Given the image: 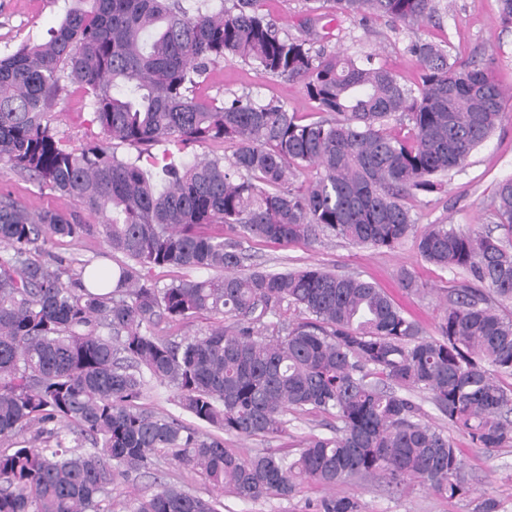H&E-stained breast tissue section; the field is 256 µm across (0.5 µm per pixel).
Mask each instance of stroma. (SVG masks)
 I'll return each mask as SVG.
<instances>
[{
  "label": "stroma",
  "mask_w": 512,
  "mask_h": 512,
  "mask_svg": "<svg viewBox=\"0 0 512 512\" xmlns=\"http://www.w3.org/2000/svg\"><path fill=\"white\" fill-rule=\"evenodd\" d=\"M445 2L448 9L439 18L409 30L387 19L363 20L333 12L324 20L332 33L327 48L373 54L375 63L391 68L404 83L413 86L420 81L421 69L408 50L410 42L442 41L451 56L476 61L506 92L512 93V27L501 22L499 0ZM81 6V0H0V55L12 53L24 44L47 40L65 14ZM203 92L220 100L249 93L260 102L280 103L306 118L314 112L302 82L268 76L237 58H225L213 68ZM51 124L73 147L102 137L93 121L89 98L72 87L61 94L51 114ZM508 177H512V101L506 103L505 115L487 141L471 153L463 167L445 177L442 190L420 196L415 202L413 213L418 229L431 224L491 229L489 204L499 182ZM0 192L10 194L32 210H56L83 224L102 221L101 216L89 213L78 201L40 188L10 171L0 172ZM244 248L249 264L270 270L315 265L374 282L430 333L435 330L450 288L460 278L457 271L442 270L424 261L412 237L391 250L357 246L330 237L289 246L251 241ZM39 258L50 264L74 258L108 269L117 267L122 260L96 235L56 240L46 245ZM403 268L414 273L421 293L409 295L399 287L397 273ZM414 399L426 411L429 422L448 430L455 447L460 448L472 478L469 495L451 499L416 483L403 494L393 495L382 480L351 478L333 489L305 481L289 498L269 495L252 501L220 491L200 474L172 461H162L161 467L167 471L168 481L223 502V512H316L320 500L333 493L357 498L363 512H474L486 498L495 500L497 512H512V446L490 451L471 447L464 436L449 430L447 419L424 395L415 394ZM287 418L282 434L251 438L228 434L224 445L243 457L260 452L292 456L310 435L328 433L335 424L332 416L319 412L292 411Z\"/></svg>",
  "instance_id": "stroma-1"
}]
</instances>
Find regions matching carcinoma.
Here are the masks:
<instances>
[{"label":"carcinoma","instance_id":"obj_1","mask_svg":"<svg viewBox=\"0 0 512 512\" xmlns=\"http://www.w3.org/2000/svg\"><path fill=\"white\" fill-rule=\"evenodd\" d=\"M50 38L0 56V163L85 209L99 224L31 211L0 194V512H112L119 481L155 470L160 489L128 512H221V502L163 481L158 457L243 500L286 498L299 481L334 486L378 477L393 492L417 482L453 499L469 491L460 452L424 421V393L474 448L512 443V178L490 204L497 236L431 224L420 256L466 277L451 289L438 336L376 284L309 266L241 270L243 243L288 246L321 236L392 249L416 231L413 203L439 189L501 121L506 94L486 69L414 41L415 86L389 68L325 49L309 15L296 37L259 13L260 0H86ZM347 15L403 26L432 20L442 0H322ZM303 82L306 120L243 94L205 98L209 67L226 57ZM75 86L91 99L103 139L66 144L49 113ZM407 123L400 139L391 121ZM190 143L230 153L185 161ZM134 152L119 155L115 147ZM163 145L162 156L152 153ZM314 175L300 186L297 174ZM99 235L115 270L33 257L56 238ZM212 271L163 287L157 267ZM115 282L110 292H97ZM295 322L264 323L283 306ZM210 313L221 322L176 342L163 320ZM231 324L224 325V320ZM272 328L270 334L263 329ZM157 382L200 423L252 436L285 431L289 411L328 413L339 426L293 457L249 459L224 439L139 400ZM331 495L318 512H361Z\"/></svg>","mask_w":512,"mask_h":512}]
</instances>
